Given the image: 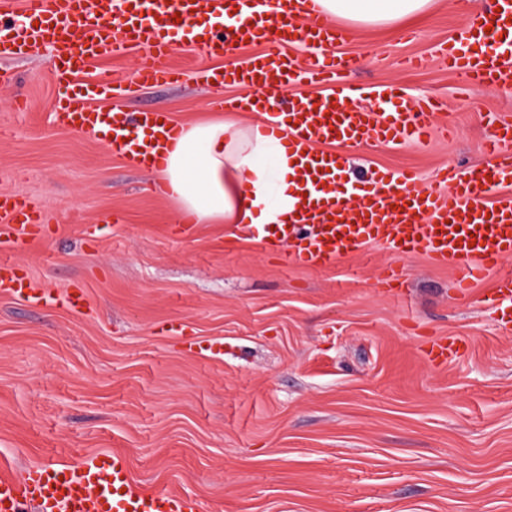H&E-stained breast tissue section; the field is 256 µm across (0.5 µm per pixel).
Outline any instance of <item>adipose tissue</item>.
<instances>
[{
    "label": "adipose tissue",
    "instance_id": "1",
    "mask_svg": "<svg viewBox=\"0 0 512 512\" xmlns=\"http://www.w3.org/2000/svg\"><path fill=\"white\" fill-rule=\"evenodd\" d=\"M433 0H317L324 15L355 26L419 16ZM273 157L274 170L260 164ZM297 159L286 141L257 125L205 119L182 127L161 179L175 202L174 223L250 224L259 235L288 222L298 205Z\"/></svg>",
    "mask_w": 512,
    "mask_h": 512
}]
</instances>
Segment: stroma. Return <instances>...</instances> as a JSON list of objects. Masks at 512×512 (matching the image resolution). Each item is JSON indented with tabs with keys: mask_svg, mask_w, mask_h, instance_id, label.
Here are the masks:
<instances>
[{
	"mask_svg": "<svg viewBox=\"0 0 512 512\" xmlns=\"http://www.w3.org/2000/svg\"><path fill=\"white\" fill-rule=\"evenodd\" d=\"M490 0L351 32L354 82L391 84L445 105L447 137L393 150L361 145L349 176L485 162L481 144L512 88L461 87L441 46ZM250 50L175 52L176 86L139 87L141 51L93 62L115 83L103 109L162 110L181 124L237 88L203 74ZM0 194L43 210L42 239L0 256L40 287L84 289L77 310L0 297V458L22 467L123 457L145 489L194 498L199 512H512V330L490 297L495 276L461 293L457 271L420 255L400 294L376 287L385 248L323 269L282 265L230 224L171 223L155 173L131 168L91 133L57 126L50 52L0 59ZM94 234H87V227ZM466 344L445 365L433 340ZM224 342L216 359L206 345Z\"/></svg>",
	"mask_w": 512,
	"mask_h": 512,
	"instance_id": "1",
	"label": "stroma"
}]
</instances>
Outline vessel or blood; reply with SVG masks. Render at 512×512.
I'll return each instance as SVG.
<instances>
[{
	"label": "vessel or blood",
	"instance_id": "b4317fda",
	"mask_svg": "<svg viewBox=\"0 0 512 512\" xmlns=\"http://www.w3.org/2000/svg\"><path fill=\"white\" fill-rule=\"evenodd\" d=\"M225 16L224 0H22L17 20L0 24V57L31 59L43 49L60 61L61 86L50 104L54 123L91 132L114 156L136 169L161 171L164 152L179 126L160 111L131 114L75 108L74 98L94 100L104 92L95 82L74 84L79 64L124 49H138L144 62L141 86L174 85L181 74L171 64L182 37L220 56L226 45H261L259 56L220 74L226 86L248 89L271 117L281 119L288 145L297 152L300 186L316 195L286 225L283 236L261 245L284 265L326 266L370 245L400 255L421 254L438 268L459 271L461 287L497 273L496 310L512 325V119H501L487 140L492 158L484 166L442 167L439 189L421 184L414 171L381 169L346 189L336 174L345 170L350 147L397 149L424 141L438 125L439 106L428 99L402 100L389 111L394 86H361L349 73L352 58L334 52L347 33L322 15L314 0H238ZM480 24L467 25L445 50L448 68L465 82L496 80L512 87V0ZM316 45L317 53L294 63L286 42ZM301 82L327 85L322 100L286 95ZM43 213L26 199L0 195V247L36 241ZM0 295L59 308L83 307L81 290L62 293L35 288L16 263L0 260ZM198 512L196 500L166 489L146 490L132 478L122 457L101 453L76 465L37 463L0 475V512Z\"/></svg>",
	"mask_w": 512,
	"mask_h": 512
}]
</instances>
